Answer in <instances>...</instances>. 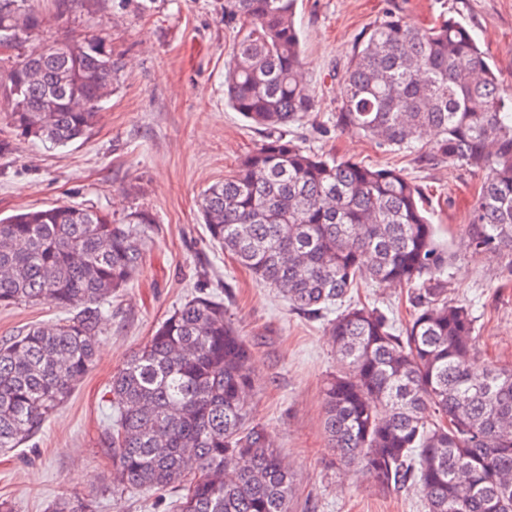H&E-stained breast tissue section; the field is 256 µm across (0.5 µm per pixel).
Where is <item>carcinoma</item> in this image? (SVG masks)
Listing matches in <instances>:
<instances>
[{"instance_id": "obj_1", "label": "carcinoma", "mask_w": 512, "mask_h": 512, "mask_svg": "<svg viewBox=\"0 0 512 512\" xmlns=\"http://www.w3.org/2000/svg\"><path fill=\"white\" fill-rule=\"evenodd\" d=\"M297 0H224L239 28L226 75L230 107L263 132L236 173L200 200L212 240L291 305L319 312L364 282L411 290L398 330L381 309L348 305L326 334L341 369L324 390V429L340 463L382 489L418 485L427 512H512V366L476 376L475 318L448 302L450 256L431 200L395 168L311 151L288 126L314 111L303 79ZM27 0H0V39L42 25ZM45 62L0 69L16 135L63 146L93 125L121 65L105 39ZM336 124L381 146L485 172L471 206L475 250L512 252V94L453 17L417 28L392 9L358 37L340 77ZM53 102L48 126L39 109ZM153 218L122 223L99 210L48 206L0 219V305L48 303L70 316L0 342V449L35 436L92 368L104 313L139 271ZM250 351L224 302L180 305L112 376L113 485L177 490L170 512H292V478L242 397ZM48 512H96L63 497Z\"/></svg>"}]
</instances>
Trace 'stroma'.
<instances>
[{"mask_svg": "<svg viewBox=\"0 0 512 512\" xmlns=\"http://www.w3.org/2000/svg\"><path fill=\"white\" fill-rule=\"evenodd\" d=\"M396 2L410 24L440 17L468 26L490 55L501 87L512 92V0H298L304 76L316 108L292 135L307 148L368 166H394L432 198V221L451 260L448 298L475 317V370L512 366V253L469 247L471 205L482 172L426 163L336 125L337 73L360 33ZM44 18L36 42L103 37L121 70L91 129L64 147L13 135L0 101V218L47 205H83L119 219L132 209L155 224L142 267L114 300L91 371L20 448L0 452V501L14 512H48L56 499H95L97 512H165L168 493L115 494L112 458L98 445L112 421L113 374L159 322L195 296L200 284L223 300L252 352L248 394L256 422L271 435L292 474L293 512H426L418 486L383 491L354 466H341L323 427L322 388L337 370L326 316L294 309L213 243L198 208L202 193L236 170L262 140L224 98V73L238 34L224 26V0H30ZM353 301L376 306L405 326L406 289L370 283ZM62 311L44 303L0 306V338Z\"/></svg>", "mask_w": 512, "mask_h": 512, "instance_id": "obj_1", "label": "stroma"}]
</instances>
